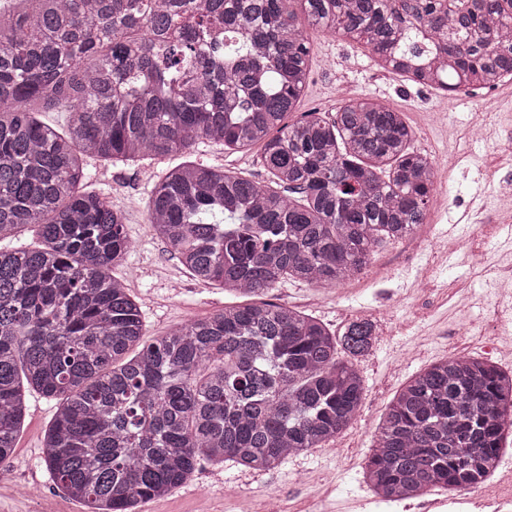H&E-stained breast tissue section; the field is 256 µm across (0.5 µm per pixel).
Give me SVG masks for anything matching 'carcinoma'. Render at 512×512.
I'll list each match as a JSON object with an SVG mask.
<instances>
[{
    "mask_svg": "<svg viewBox=\"0 0 512 512\" xmlns=\"http://www.w3.org/2000/svg\"><path fill=\"white\" fill-rule=\"evenodd\" d=\"M21 0L0 8V465L33 390L60 404L42 460L87 512H139L198 463L274 469L361 409L354 361L374 340L259 300L281 280L333 288L425 223L435 162L403 113L369 98L295 111L306 27L455 94L512 79V0ZM304 18L307 24L298 22ZM69 113L61 133L36 117ZM205 142L257 148L267 179L188 162L154 182L148 223L201 282L254 301L146 341L112 276L124 216L86 190L82 157L155 160ZM512 374L448 357L387 405L364 478L386 500L476 488L495 470Z\"/></svg>",
    "mask_w": 512,
    "mask_h": 512,
    "instance_id": "cac0c4a2",
    "label": "carcinoma"
}]
</instances>
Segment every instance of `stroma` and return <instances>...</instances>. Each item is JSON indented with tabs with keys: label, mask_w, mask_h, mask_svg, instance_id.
Returning a JSON list of instances; mask_svg holds the SVG:
<instances>
[{
	"label": "stroma",
	"mask_w": 512,
	"mask_h": 512,
	"mask_svg": "<svg viewBox=\"0 0 512 512\" xmlns=\"http://www.w3.org/2000/svg\"><path fill=\"white\" fill-rule=\"evenodd\" d=\"M358 97L382 98L403 112L413 132L414 150L437 161L454 149L462 154L448 175L450 203L442 209L430 205L431 222L420 229L429 240L424 252L391 245L340 287L317 288L291 279L267 295L269 301L320 318L335 332L343 331L354 318L378 317L373 346L357 362L365 381L358 418L326 447L292 457L269 471L228 461L201 462L192 480L142 505L141 512H197L202 498L208 499L210 512H236L240 496L251 497L256 512H266L274 501L287 503L288 512H312L319 500L324 512H418L411 500L376 504L364 479L372 438L387 404L411 375L446 358L449 345L471 355L482 353L493 341L487 322L494 312H501L502 327L512 335V300L499 297L486 270L470 265L460 254L442 250L447 240L468 238L480 220L487 228L477 244L489 264L512 263V231L499 226L497 217L499 184L512 177V166L495 165L492 154L495 146L512 142V81L490 91H469L446 99L431 88L379 69L362 44L311 31L310 73L301 111L332 114L344 100ZM441 112L447 113V123L438 121ZM475 124L487 126V139H467V130ZM189 161L225 166L259 180L266 177L256 151L228 154L222 145L209 143L162 160L112 164L89 158L84 162L89 190L101 194L125 216L133 248L113 274L125 280L150 339L237 301L223 288L195 280L147 222L150 190L157 176ZM426 276L434 288L424 295L417 285ZM462 289L470 297L465 313L456 305ZM57 407V401L39 393L29 396L14 455L8 466L0 467V512H86L82 503L56 486L41 463L44 433ZM28 485L38 487L39 502L24 495Z\"/></svg>",
	"instance_id": "1"
}]
</instances>
